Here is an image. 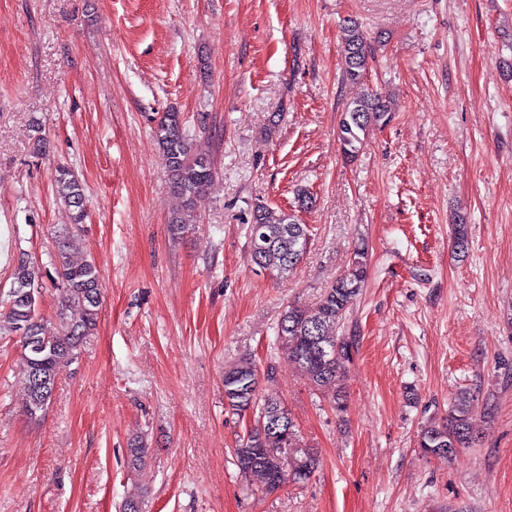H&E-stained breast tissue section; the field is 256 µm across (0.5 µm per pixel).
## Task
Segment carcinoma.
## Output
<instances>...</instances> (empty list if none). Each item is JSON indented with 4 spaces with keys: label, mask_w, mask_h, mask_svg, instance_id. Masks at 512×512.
<instances>
[{
    "label": "carcinoma",
    "mask_w": 512,
    "mask_h": 512,
    "mask_svg": "<svg viewBox=\"0 0 512 512\" xmlns=\"http://www.w3.org/2000/svg\"><path fill=\"white\" fill-rule=\"evenodd\" d=\"M344 64L342 81L364 84L371 49L358 21L344 27ZM396 112L394 100L380 93L365 92L342 110L337 137L347 159L357 157L369 130L388 124ZM153 138L170 176L173 192L181 199V209L169 218L176 233L194 221L197 196L214 178V163L209 154L199 151L190 138L181 115L172 109L164 113L153 128ZM55 189L71 210V229L56 241L54 266L57 279L65 289L58 303L56 323L44 321L40 314L44 286L33 266L18 262L12 273V285L5 306L0 309V334L17 338L21 347V375L26 404L30 410L34 398L36 373L55 385L59 369L76 359L83 339L98 325L102 284L96 261L74 258L78 226L85 222L84 186L67 166L56 169ZM249 225L250 258L257 267L284 277L294 271L305 252L307 225L292 214L278 212L257 203ZM367 251L360 246L353 252L347 270L325 288L312 305L293 303L277 323L276 355L266 376H274L279 361L298 368L314 391L336 411L346 409L345 381L352 360L353 341L337 330L352 309L367 277ZM260 370L256 361L241 357L224 367V409L238 416L252 410L256 420L234 449L240 477L255 491L273 493L284 486L273 479V471L283 470L286 481L304 483L319 466L317 452L302 444L293 418H285L284 406L277 400L259 396ZM473 399L469 391H459L448 411L446 422L426 426L419 436V448L427 455L450 458L459 448L471 444ZM288 423V438L275 433ZM256 457L245 468L242 458Z\"/></svg>",
    "instance_id": "obj_1"
}]
</instances>
